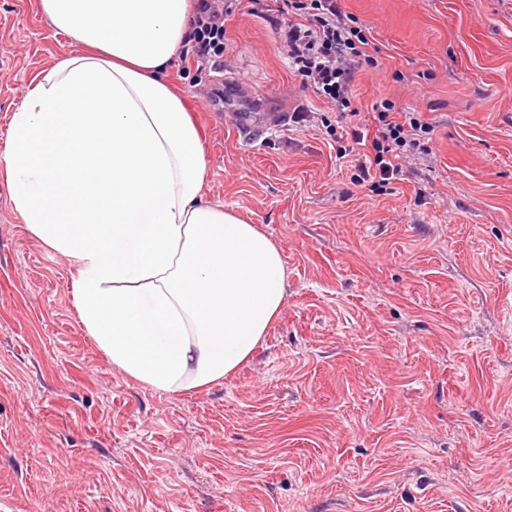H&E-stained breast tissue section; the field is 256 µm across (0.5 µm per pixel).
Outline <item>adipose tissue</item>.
Wrapping results in <instances>:
<instances>
[{
  "label": "adipose tissue",
  "mask_w": 512,
  "mask_h": 512,
  "mask_svg": "<svg viewBox=\"0 0 512 512\" xmlns=\"http://www.w3.org/2000/svg\"><path fill=\"white\" fill-rule=\"evenodd\" d=\"M77 49L12 113L0 177L15 211L78 268L80 319L126 375L207 388L256 354L286 297L277 243L204 201L205 150L164 77L190 0H39Z\"/></svg>",
  "instance_id": "obj_1"
}]
</instances>
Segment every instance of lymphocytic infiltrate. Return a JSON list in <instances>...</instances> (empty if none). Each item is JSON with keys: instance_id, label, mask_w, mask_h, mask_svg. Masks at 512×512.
Returning a JSON list of instances; mask_svg holds the SVG:
<instances>
[{"instance_id": "1", "label": "lymphocytic infiltrate", "mask_w": 512, "mask_h": 512, "mask_svg": "<svg viewBox=\"0 0 512 512\" xmlns=\"http://www.w3.org/2000/svg\"><path fill=\"white\" fill-rule=\"evenodd\" d=\"M242 0H194L190 54L198 69H220L227 49L225 21ZM274 20L288 68L302 88L329 104L336 113L330 136L340 143L339 156L350 157L352 180L373 188L391 184L420 146L419 134L431 128L418 113L398 112L395 101L374 104V121H362L353 105L355 73L374 68L378 59L371 40L341 0H275Z\"/></svg>"}]
</instances>
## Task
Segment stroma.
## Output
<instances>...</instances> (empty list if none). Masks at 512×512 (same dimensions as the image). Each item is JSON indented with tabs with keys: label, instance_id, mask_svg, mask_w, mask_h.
<instances>
[{
	"label": "stroma",
	"instance_id": "1",
	"mask_svg": "<svg viewBox=\"0 0 512 512\" xmlns=\"http://www.w3.org/2000/svg\"><path fill=\"white\" fill-rule=\"evenodd\" d=\"M342 6L380 49L354 106L369 120L389 98L433 129L386 190L353 184L321 123L236 138L227 113L323 108L263 13L226 20L223 72L166 71L206 200L286 266L284 307L233 376L164 393L113 366L72 260L0 178V512H512V0ZM73 49L39 0H0V153L26 89Z\"/></svg>",
	"mask_w": 512,
	"mask_h": 512
}]
</instances>
